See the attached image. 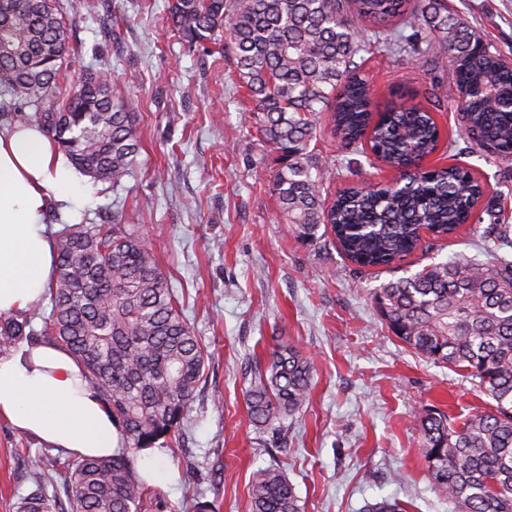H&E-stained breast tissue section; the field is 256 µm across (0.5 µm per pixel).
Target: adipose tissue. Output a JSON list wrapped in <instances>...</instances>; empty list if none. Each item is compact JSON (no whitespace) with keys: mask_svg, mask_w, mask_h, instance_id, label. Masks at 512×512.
<instances>
[{"mask_svg":"<svg viewBox=\"0 0 512 512\" xmlns=\"http://www.w3.org/2000/svg\"><path fill=\"white\" fill-rule=\"evenodd\" d=\"M80 179L37 124L0 123V322L44 298L55 269L49 209L72 215ZM0 419L52 447L106 457L124 435L82 363L51 341L0 352Z\"/></svg>","mask_w":512,"mask_h":512,"instance_id":"obj_1","label":"adipose tissue"}]
</instances>
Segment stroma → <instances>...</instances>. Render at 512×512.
Masks as SVG:
<instances>
[{"instance_id": "obj_1", "label": "stroma", "mask_w": 512, "mask_h": 512, "mask_svg": "<svg viewBox=\"0 0 512 512\" xmlns=\"http://www.w3.org/2000/svg\"><path fill=\"white\" fill-rule=\"evenodd\" d=\"M63 0L68 39L77 49L68 70L76 82L96 58L107 62L114 93L134 112L142 136L134 177L123 186L83 177L78 218L106 224L121 212L152 247L189 326L208 352L176 444L159 460L169 479L142 512H248L252 471L272 466L292 481L303 512H366L385 498L408 512H454L427 475L416 411L438 408L458 420L490 411L492 400L469 379L414 353L388 331L372 294L383 283L463 254L485 260L493 243L479 224L461 225L421 247L398 268L363 269L332 236L299 240L272 193L276 167L256 129L245 125L231 58L214 43L192 48L168 18V0ZM449 10L483 42L512 61V0H447ZM361 71L377 106L396 90L429 105L432 85L455 101L448 59L412 61L370 50ZM438 149L426 167L459 165L484 184L479 209L495 204L512 225V161H488L468 146L455 109L434 110ZM315 150L333 164L328 194L348 185L389 184L397 172L317 123ZM282 342L313 363L308 405L280 425L251 423L245 402L249 370ZM45 460H38V453ZM67 451L0 421V512L45 484L66 493L50 465Z\"/></svg>"}]
</instances>
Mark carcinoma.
I'll return each instance as SVG.
<instances>
[{
    "label": "carcinoma",
    "mask_w": 512,
    "mask_h": 512,
    "mask_svg": "<svg viewBox=\"0 0 512 512\" xmlns=\"http://www.w3.org/2000/svg\"><path fill=\"white\" fill-rule=\"evenodd\" d=\"M174 30L189 45L224 33L239 87L252 101L247 122L276 154L278 209L304 241L324 229L360 268L391 267L416 251L421 232L447 236L480 224L483 186L460 166L424 169L440 131L421 104L373 109L355 57L370 47L435 60L448 54V81L464 98V135L492 161H512V64L448 13L445 0H171ZM412 33L405 35L402 28ZM0 120L35 123L75 169L114 186L133 176L139 131L106 76L87 71L60 87L70 46L56 0H0ZM333 135L367 145L401 174L395 184L345 187L323 196L328 167L313 157L317 116ZM485 237L512 247V226L493 207ZM82 221L56 234V277L47 306L0 324V346L43 332L84 365L126 438L139 449L180 438L207 355L179 308L145 238L120 224ZM373 304L402 343L435 364L465 372L494 401L456 425L435 407L420 416L421 448L434 487L456 512H512V260L466 256L432 263L382 284ZM312 364L282 345L250 369L248 413L256 425L283 421L306 403ZM68 512H141L148 485L127 449L55 463ZM250 512H302L294 485L259 468ZM46 487L16 512H55Z\"/></svg>",
    "instance_id": "1"
}]
</instances>
